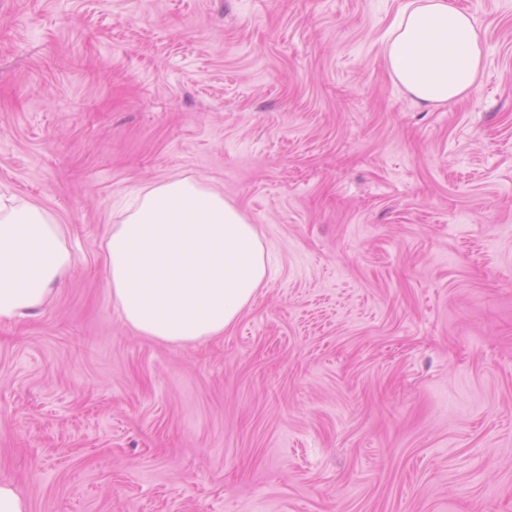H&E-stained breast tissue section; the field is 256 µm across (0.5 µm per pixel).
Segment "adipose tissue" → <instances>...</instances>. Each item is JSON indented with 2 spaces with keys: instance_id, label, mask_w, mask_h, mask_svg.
<instances>
[{
  "instance_id": "ef3b65f1",
  "label": "adipose tissue",
  "mask_w": 512,
  "mask_h": 512,
  "mask_svg": "<svg viewBox=\"0 0 512 512\" xmlns=\"http://www.w3.org/2000/svg\"><path fill=\"white\" fill-rule=\"evenodd\" d=\"M395 81L416 103L471 90L483 50L472 14L454 0H411L385 44ZM107 286L124 322L168 343L223 334L268 272L265 245L231 202L188 177L138 192L107 241ZM72 266L67 230L46 209L0 199V320L43 307Z\"/></svg>"
}]
</instances>
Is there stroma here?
Listing matches in <instances>:
<instances>
[{
  "mask_svg": "<svg viewBox=\"0 0 512 512\" xmlns=\"http://www.w3.org/2000/svg\"><path fill=\"white\" fill-rule=\"evenodd\" d=\"M423 108L408 0H0V195L73 264L0 320V475L29 512H512V0ZM202 180L273 274L223 335L138 334L120 203Z\"/></svg>",
  "mask_w": 512,
  "mask_h": 512,
  "instance_id": "stroma-1",
  "label": "stroma"
}]
</instances>
